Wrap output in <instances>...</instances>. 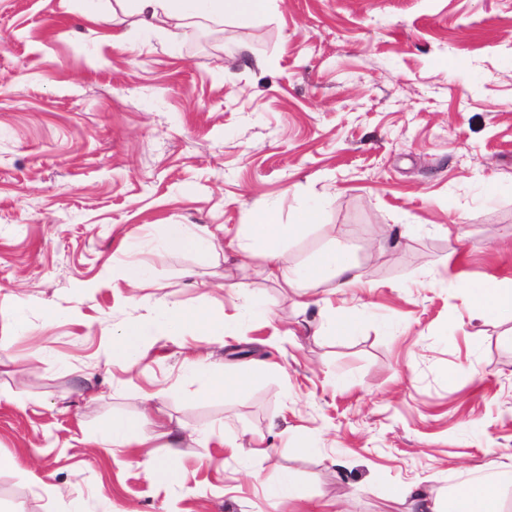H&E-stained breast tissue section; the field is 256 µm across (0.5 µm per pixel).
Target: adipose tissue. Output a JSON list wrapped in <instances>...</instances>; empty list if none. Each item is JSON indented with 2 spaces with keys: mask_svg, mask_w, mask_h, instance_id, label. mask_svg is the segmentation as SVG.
Segmentation results:
<instances>
[{
  "mask_svg": "<svg viewBox=\"0 0 512 512\" xmlns=\"http://www.w3.org/2000/svg\"><path fill=\"white\" fill-rule=\"evenodd\" d=\"M117 7L134 17L139 28L171 27L181 35L192 33L197 20L217 19L230 16L241 21H250L270 13L274 0H115ZM303 229L302 224H278L272 218L251 225L248 243L237 240L222 243L216 237L197 239L190 235L187 225L168 224L163 231V244L168 251L179 253L190 247L217 250L229 246L242 256H249L253 248H260L264 264L257 274L266 280L283 283L290 289L302 284L327 278L334 279L336 291H344L359 281L356 266L348 254L341 249L325 252L315 266L286 270L281 263V245ZM471 304L479 315L489 316L512 311V289L501 281L490 277L471 290ZM187 323L182 312L171 311L164 317L162 328H154L144 322L127 324L112 341L113 364L136 367L144 356L147 342L156 335H175ZM165 441L174 447V431L168 426L149 420L128 421L112 426L102 438L106 448L153 447L157 441ZM506 501L502 488L493 482L476 481L460 490L448 504L433 500L430 512H505Z\"/></svg>",
  "mask_w": 512,
  "mask_h": 512,
  "instance_id": "1",
  "label": "adipose tissue"
}]
</instances>
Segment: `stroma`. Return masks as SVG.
I'll return each instance as SVG.
<instances>
[{
  "label": "stroma",
  "instance_id": "obj_1",
  "mask_svg": "<svg viewBox=\"0 0 512 512\" xmlns=\"http://www.w3.org/2000/svg\"><path fill=\"white\" fill-rule=\"evenodd\" d=\"M131 23L0 0V512H406L403 487L452 494L512 455V313L470 308L512 287V0H276L113 42ZM304 213L289 266L336 245L356 286L296 294L262 256L162 245ZM133 261L135 294L112 275ZM166 310L182 335L107 361ZM214 312L243 336H202ZM198 353L264 372L224 390ZM157 414L185 433L175 482L90 444ZM284 469L297 498L270 500ZM163 227V244L170 252L179 253L189 247L207 248L212 251L224 250V241L215 236L208 239L193 238L185 224H166ZM471 304L480 316L512 311V289L495 277L486 278L471 288ZM162 334L149 323L133 322L127 324L112 341V363L124 368L136 367L144 357L147 342L158 335H176L187 323L186 316L180 311H170L164 317Z\"/></svg>",
  "mask_w": 512,
  "mask_h": 512
}]
</instances>
